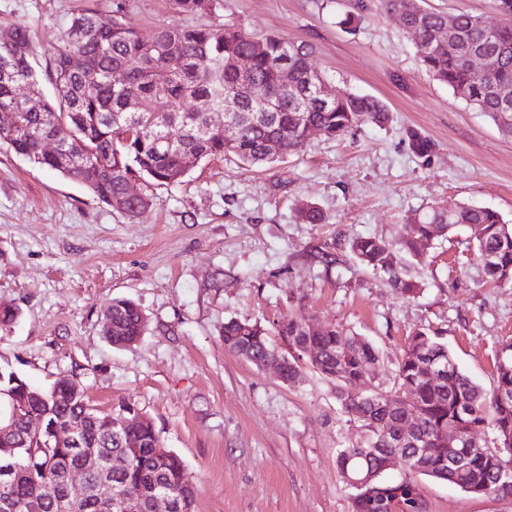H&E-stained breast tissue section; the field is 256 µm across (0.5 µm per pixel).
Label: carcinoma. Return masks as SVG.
Returning a JSON list of instances; mask_svg holds the SVG:
<instances>
[{
  "instance_id": "obj_1",
  "label": "carcinoma",
  "mask_w": 512,
  "mask_h": 512,
  "mask_svg": "<svg viewBox=\"0 0 512 512\" xmlns=\"http://www.w3.org/2000/svg\"><path fill=\"white\" fill-rule=\"evenodd\" d=\"M421 0H381L387 12L400 13L406 32L429 45L420 61L435 80L445 84L466 105L489 114L512 133V25L492 27L482 18L461 12L452 17L424 10ZM126 0H112V9H89L75 17L53 52L50 77L57 96L44 100L36 112H25L17 134L0 136V145L32 163L82 182L102 203L134 218L149 206V198L121 203L126 180L135 175L149 182L173 184L189 170L185 160L201 162L232 154L248 165L272 163L300 152L306 130L317 127L323 136L338 138L350 129L390 119L386 105L377 98L346 92L331 100L318 94L322 73L309 64L311 47L279 35L264 37L263 53H253V36L235 23L159 29L151 42L123 22ZM453 32L458 51L448 52L438 36L443 28ZM481 52L494 59L486 76L476 79L466 55ZM73 52L82 54L86 68L69 66ZM30 35L24 27L9 29V40L0 42V109L13 106V88L27 82L38 87L30 60ZM249 55V76L240 74L236 60ZM135 83L140 100L129 108L122 87ZM236 91L231 124L204 131L198 115L205 103L224 106L225 94ZM80 131L69 141V161L60 163L45 155L41 141L62 127ZM413 154L425 161L434 144L421 133L408 132ZM408 232L389 242L362 236L347 242L357 261L371 271L389 274L392 285L414 294L417 285L401 277L394 256L423 255L431 240L445 237L459 227L470 229L477 258L487 281H512V225L489 209L465 203L443 208L431 206L408 217ZM106 313L112 328L105 331L118 347L131 343L145 331V315L128 299H114ZM284 345L310 342L317 352L313 368L336 381L341 408L362 427L361 438L341 446L336 455L339 470L362 471L371 483L354 490L355 512H391L398 500L401 512H424L414 475L444 481L461 491L512 498V342L502 344L496 355L495 385L487 390L455 363L448 345L437 333L419 330L408 338L398 363L394 387L374 390L365 397L353 392L360 371L379 360V351L363 336L342 325L315 333L306 320L290 316L277 325ZM224 349L250 362L275 351L267 330L254 322L229 320L220 331ZM301 373L299 358L288 354L283 379L290 384ZM416 400L418 431L426 437L424 449L395 448L391 440L401 429L402 396ZM125 406L117 412L94 408L83 392L62 379L47 389L30 385L13 370L0 369V512H55L64 475L85 463L121 457L125 465L112 472L116 498L111 512H147L148 494L162 487L174 497L175 512H195V485L181 457L164 448L150 417L124 424ZM45 426L75 425L83 447L73 448L52 439V433L32 435L29 418ZM469 439L491 435L490 444L466 455L465 444L448 442V430ZM397 454L407 473L388 482L383 461Z\"/></svg>"
}]
</instances>
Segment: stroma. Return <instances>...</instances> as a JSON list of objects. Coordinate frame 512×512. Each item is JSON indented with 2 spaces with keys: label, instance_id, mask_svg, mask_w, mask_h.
Masks as SVG:
<instances>
[{
  "label": "stroma",
  "instance_id": "stroma-1",
  "mask_svg": "<svg viewBox=\"0 0 512 512\" xmlns=\"http://www.w3.org/2000/svg\"><path fill=\"white\" fill-rule=\"evenodd\" d=\"M423 5L512 22L499 0ZM111 8L112 0H0V30L28 29L41 73L72 17ZM348 13L354 24L341 25ZM124 21L145 39L160 28L233 22L307 43L312 66L337 91L379 98L390 119L336 139L312 135L272 164L229 155L173 185L137 180L150 204L132 219L0 147V305L18 312L0 327V365L43 388L76 379L99 409L126 405L152 418L162 447L198 486L197 512H354L336 451L361 430L341 413L335 384L307 364L299 384L284 383L226 351L219 330L230 319L258 322L275 344L291 315L350 328L378 349L369 381L388 390L408 336L426 329L493 387L495 354L512 339V282L486 283L469 231L433 240L408 264L413 296L357 263L346 243L400 239L407 217L431 205L489 208L512 225V135L425 70L380 0H214L197 14L175 0H128ZM411 129L434 142L430 160L411 152ZM305 203L328 222L302 221ZM326 248L333 263L318 258ZM117 297L148 320L125 348L103 334L104 309ZM418 482L425 512H512V498Z\"/></svg>",
  "mask_w": 512,
  "mask_h": 512
}]
</instances>
